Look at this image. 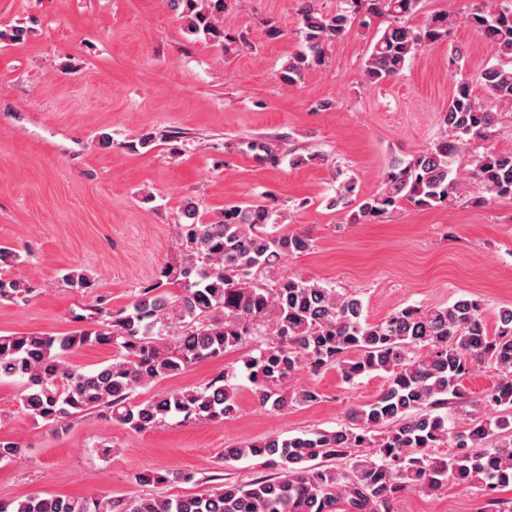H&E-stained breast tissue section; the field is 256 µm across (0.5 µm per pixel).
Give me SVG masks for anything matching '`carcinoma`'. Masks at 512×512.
<instances>
[{
	"instance_id": "obj_1",
	"label": "carcinoma",
	"mask_w": 512,
	"mask_h": 512,
	"mask_svg": "<svg viewBox=\"0 0 512 512\" xmlns=\"http://www.w3.org/2000/svg\"><path fill=\"white\" fill-rule=\"evenodd\" d=\"M349 9L322 13L313 0L300 10L301 50L280 70L281 81L297 84L304 71L320 63L330 45L363 13L387 22L376 31L364 60L365 81L398 78L421 48L448 39L455 20L436 14L417 32L408 19L422 0H345ZM194 35L230 50L235 37L220 24L224 0H167ZM490 45L499 63L484 68L485 94L512 109V0L493 9L481 6L464 20ZM499 113L475 97L471 81H454L442 113L443 132L430 148L409 160H395L380 188L357 200L353 224H367L403 202L417 207H451L467 190L512 201V152L491 144ZM481 143L472 182L462 181L455 163L470 145ZM256 157L276 163L277 146L256 142ZM178 225L179 258L159 271L165 282L144 285L131 305L114 311L99 303L86 322L61 335L21 333L0 336V378L21 382V407L32 417L69 429L75 417L99 413L134 432L154 428L172 416L222 422L239 412L237 372L226 367L199 389L180 390L136 402L137 389L176 376L193 364L223 357L249 338L265 336L244 363L259 405L282 413L317 401L314 388L295 390L299 372L336 369L352 382L371 373L387 374V386L373 402L349 410L347 423L334 431L283 438L270 435L248 445H230L223 459L259 457L277 470L248 484L226 483L209 493L186 497L75 499L35 495L0 501V512H393L402 493H432L451 482L487 492L512 486V307L498 312L489 331L483 304L463 296L447 307L408 306L370 322L362 301L316 280L292 275L272 284L256 275L283 257L312 248L309 235L273 234L274 211L263 205L231 206L214 224L197 220V207L184 206ZM178 289L168 293L162 284ZM34 286L0 277V299H25ZM175 324L177 335L161 337ZM87 345L115 347L113 362L83 372L69 357ZM500 372L476 406L482 414L466 429L448 425L450 399L465 396L462 380L475 366ZM450 445V458L430 450ZM341 459L348 469L315 460Z\"/></svg>"
}]
</instances>
